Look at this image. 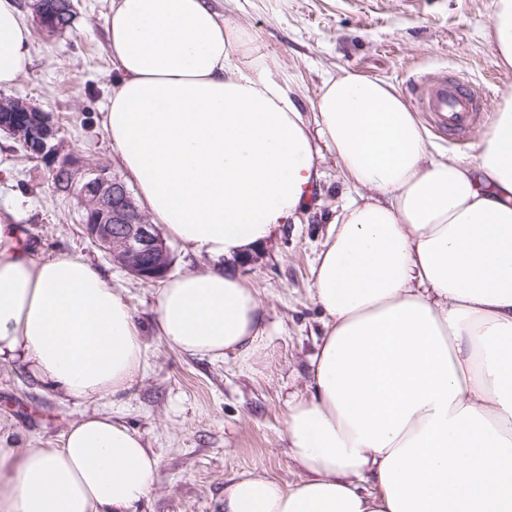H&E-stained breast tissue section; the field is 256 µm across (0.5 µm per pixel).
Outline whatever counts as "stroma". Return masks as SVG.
Listing matches in <instances>:
<instances>
[{
  "mask_svg": "<svg viewBox=\"0 0 512 512\" xmlns=\"http://www.w3.org/2000/svg\"><path fill=\"white\" fill-rule=\"evenodd\" d=\"M33 0H15L31 28V65L0 95L47 113L60 155L119 172L102 124L118 74L107 41L113 0H73L72 31L47 36ZM217 12L244 26L287 79L302 112L313 114L325 78L347 69L393 83L407 101L423 76L457 74L489 103L512 91V68L498 63L489 37L495 0H214ZM492 120L483 113L456 137L430 128L434 155L475 162ZM308 208L239 267L258 290L270 361L191 356L170 348L153 328L160 283L145 282L105 258L86 235L76 196H60L47 161L26 157L0 132V220L18 225L37 254H74L100 269L143 325L145 367L121 395L75 400L34 376L27 362L0 359V448H58L69 425L109 416L137 431L158 458L141 512H216L231 480L262 473L285 486L304 475L288 454L290 401L309 392L310 359L323 331L311 269L348 193L333 154Z\"/></svg>",
  "mask_w": 512,
  "mask_h": 512,
  "instance_id": "1",
  "label": "stroma"
}]
</instances>
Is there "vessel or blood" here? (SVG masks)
I'll list each match as a JSON object with an SVG mask.
<instances>
[{
    "label": "vessel or blood",
    "mask_w": 512,
    "mask_h": 512,
    "mask_svg": "<svg viewBox=\"0 0 512 512\" xmlns=\"http://www.w3.org/2000/svg\"><path fill=\"white\" fill-rule=\"evenodd\" d=\"M417 104L441 128L467 132L480 119L482 97L462 79L423 78L417 84Z\"/></svg>",
    "instance_id": "obj_1"
}]
</instances>
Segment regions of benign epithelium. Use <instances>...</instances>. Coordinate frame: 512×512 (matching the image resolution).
<instances>
[{
  "label": "benign epithelium",
  "instance_id": "benign-epithelium-1",
  "mask_svg": "<svg viewBox=\"0 0 512 512\" xmlns=\"http://www.w3.org/2000/svg\"><path fill=\"white\" fill-rule=\"evenodd\" d=\"M0 130L28 150L41 157L46 155L68 170L74 186H90L101 223L86 228V233L109 260L144 281H158L168 275L172 249L156 225L146 221L118 174H109L101 167H80L68 158H59L56 126L43 115L22 126L14 121H0Z\"/></svg>",
  "mask_w": 512,
  "mask_h": 512
}]
</instances>
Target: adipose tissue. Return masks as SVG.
<instances>
[{"label": "adipose tissue", "mask_w": 512, "mask_h": 512, "mask_svg": "<svg viewBox=\"0 0 512 512\" xmlns=\"http://www.w3.org/2000/svg\"><path fill=\"white\" fill-rule=\"evenodd\" d=\"M121 77L103 126L157 223L193 252L242 260L309 204L330 149L357 192L312 269L324 331L310 393L288 406L304 476L256 474L220 512H512V93L475 163L436 157L391 83L344 70L313 120L243 27L210 0H114ZM30 30L0 0V88L30 63ZM490 38L512 67V0ZM0 223V357L74 399L130 387L143 330L104 275L36 257ZM154 329L177 351L266 359L258 292L233 272L167 281ZM158 460L109 417L58 448H0V512H138Z\"/></svg>", "instance_id": "1"}]
</instances>
